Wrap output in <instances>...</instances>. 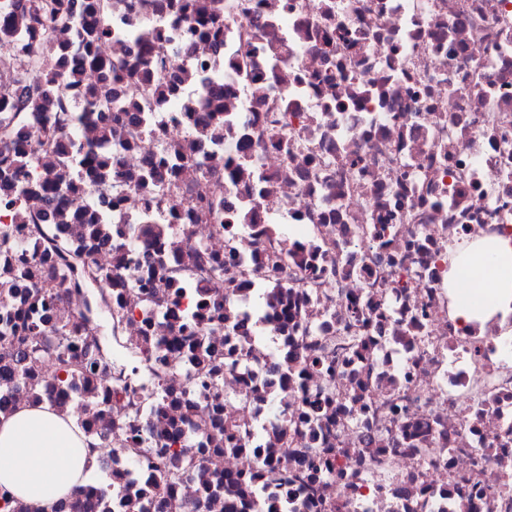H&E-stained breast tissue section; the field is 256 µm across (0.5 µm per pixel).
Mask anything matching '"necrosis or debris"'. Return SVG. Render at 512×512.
I'll list each match as a JSON object with an SVG mask.
<instances>
[{
    "label": "necrosis or debris",
    "instance_id": "1",
    "mask_svg": "<svg viewBox=\"0 0 512 512\" xmlns=\"http://www.w3.org/2000/svg\"><path fill=\"white\" fill-rule=\"evenodd\" d=\"M141 17L111 0L112 59L126 27L151 25L160 65L125 78L113 130L109 188L71 184L68 212L97 214L111 244L69 224L21 223L41 196L0 199V271L20 280L54 272L38 300L0 297V365L37 350L31 370L0 384V409L53 397L96 446V512H267L265 494L292 476L300 449L322 473L300 488L299 512H512V323L465 327L448 313V247L512 237V0H224V35L193 32L197 0L180 23L148 0ZM222 88L224 137H197L186 112L190 74ZM178 78L176 98L152 101L128 123L148 82ZM269 87L265 99L252 83ZM101 121V122H102ZM160 191L137 181L149 165ZM292 225L277 234L280 217ZM89 252L99 280L75 287L56 243ZM195 266L177 287L170 270ZM368 312L358 351L320 376L322 343ZM71 320L69 335H23L24 325ZM219 363L201 387L197 336ZM287 343L298 383L269 418L271 344ZM86 367L60 387L57 350ZM331 391L318 435L298 421L303 400ZM162 402H155L156 392ZM252 430L272 464L264 495L229 504L222 484L253 467L224 446L225 427ZM180 433L188 456L158 469Z\"/></svg>",
    "mask_w": 512,
    "mask_h": 512
}]
</instances>
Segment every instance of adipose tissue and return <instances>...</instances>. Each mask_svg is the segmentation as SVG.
Here are the masks:
<instances>
[{
    "label": "adipose tissue",
    "mask_w": 512,
    "mask_h": 512,
    "mask_svg": "<svg viewBox=\"0 0 512 512\" xmlns=\"http://www.w3.org/2000/svg\"><path fill=\"white\" fill-rule=\"evenodd\" d=\"M448 289L459 324H484L512 315V239L476 238L453 253ZM95 456L77 420L46 404L0 415V493L49 512L85 485Z\"/></svg>",
    "instance_id": "ef3b65f1"
}]
</instances>
